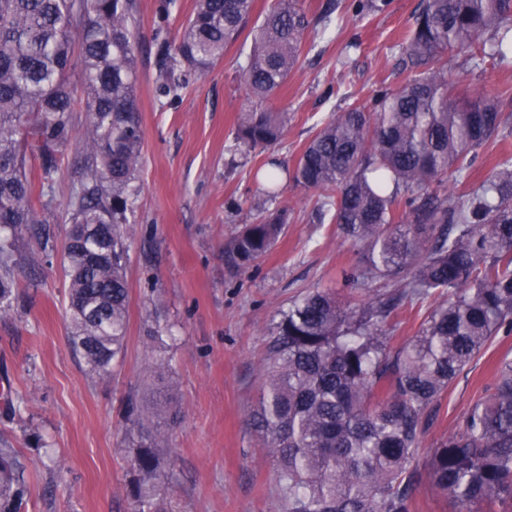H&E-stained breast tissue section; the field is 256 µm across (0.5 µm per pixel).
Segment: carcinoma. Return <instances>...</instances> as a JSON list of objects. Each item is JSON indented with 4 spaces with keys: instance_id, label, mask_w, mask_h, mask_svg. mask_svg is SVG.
Masks as SVG:
<instances>
[{
    "instance_id": "cac0c4a2",
    "label": "carcinoma",
    "mask_w": 512,
    "mask_h": 512,
    "mask_svg": "<svg viewBox=\"0 0 512 512\" xmlns=\"http://www.w3.org/2000/svg\"><path fill=\"white\" fill-rule=\"evenodd\" d=\"M254 0H196L175 44H161L165 90L175 71L204 73L248 27ZM310 21L300 0H274L251 30L240 72L250 104L235 128L252 151L279 143L288 115L267 106L303 51ZM512 38V0H423L407 38L405 83L382 89L371 107L350 105L308 142L292 168L260 167L264 192L284 183L321 192L329 220L363 252L348 276L367 286L341 305L313 289L279 313L263 363L255 426L277 459L286 512H410L427 477L457 512L512 506V359L497 365L494 391L469 410L460 432L432 449L426 472L413 467L435 405L500 330L512 328V159L477 188L448 195V175L469 169L509 117L497 97L448 80L456 50L485 53ZM139 31L131 0H0V314L13 310L17 243L46 247L39 209L54 196L64 151L80 141L82 165L67 202L63 246L66 311L73 350L87 371L110 374L124 352L129 293L128 214L137 197L143 130L137 99ZM89 119L77 136L73 114ZM43 178L35 186L26 149ZM288 209L236 230L231 257L247 265L283 233ZM380 283L372 289L370 283ZM438 295L417 333L389 345L388 318L415 299ZM173 339L160 324L145 340L153 374L171 372ZM177 413L130 398L128 447L135 512H160L168 434ZM27 466L0 438V512H26Z\"/></svg>"
}]
</instances>
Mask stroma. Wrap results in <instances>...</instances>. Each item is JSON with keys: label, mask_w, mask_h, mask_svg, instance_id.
Wrapping results in <instances>:
<instances>
[{"label": "stroma", "mask_w": 512, "mask_h": 512, "mask_svg": "<svg viewBox=\"0 0 512 512\" xmlns=\"http://www.w3.org/2000/svg\"><path fill=\"white\" fill-rule=\"evenodd\" d=\"M325 2L302 0L310 21L304 49L273 99L288 114V132L265 154L244 151L234 140L248 103L239 71L249 40L229 45L205 74H189L177 94H162L158 49L174 42L195 0H133L144 140L129 217L124 353L109 377L94 379L70 345L60 257L77 168L73 146L54 175L53 204L42 214L53 231L52 252L20 245L15 309L0 317V383L26 408L23 421L0 425V436L25 450L28 512H133L124 408L129 398L162 395L180 411L165 451L163 512H284L275 461L250 421L264 382L261 363L279 311L300 293L321 288L345 301L357 297L344 276L359 266L360 254L335 225L316 222L314 193L289 183L268 198L255 172L269 154L293 165L331 114L352 102L370 105L377 90L401 84L403 43L421 4L391 0L385 11L363 16L355 13L354 0H337L326 17ZM447 67L450 80L499 92L501 111L512 113L511 46L481 62L461 52ZM508 155L511 126L478 150L464 177L449 178V192L480 184ZM259 208L287 209L288 223L264 257L237 267L229 254L232 236ZM437 302L433 296L395 312L391 345L413 336ZM157 322L171 325L174 334L167 384L154 380L143 349ZM507 354L512 332L495 336L453 381L415 466L425 468L436 443L462 430L471 407L496 383V361ZM32 432L48 443V452L25 448L23 438Z\"/></svg>", "instance_id": "stroma-1"}]
</instances>
